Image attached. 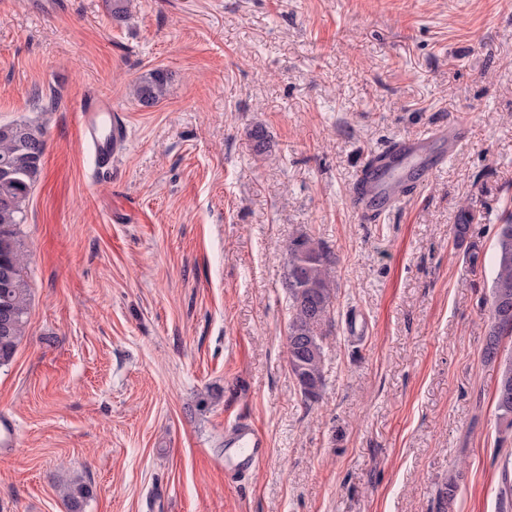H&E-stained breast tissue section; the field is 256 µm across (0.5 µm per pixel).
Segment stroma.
I'll use <instances>...</instances> for the list:
<instances>
[{
    "mask_svg": "<svg viewBox=\"0 0 512 512\" xmlns=\"http://www.w3.org/2000/svg\"><path fill=\"white\" fill-rule=\"evenodd\" d=\"M0 0V124L46 149L20 237L26 334L0 367V512H512V429L483 357L495 226L512 215V0ZM169 76L156 106L132 86ZM127 136L79 144L83 95ZM466 121L446 165L379 219L369 155ZM270 139L257 152L248 131ZM473 226L452 227L462 210ZM336 259L324 386L288 370V242ZM268 457L224 480V426ZM77 114L81 146L91 157L94 173L111 176L112 162L126 137V125L112 108V98L84 95ZM63 493L69 512H83L85 503L92 496L93 490L91 484L76 478L64 486Z\"/></svg>",
    "mask_w": 512,
    "mask_h": 512,
    "instance_id": "1",
    "label": "stroma"
}]
</instances>
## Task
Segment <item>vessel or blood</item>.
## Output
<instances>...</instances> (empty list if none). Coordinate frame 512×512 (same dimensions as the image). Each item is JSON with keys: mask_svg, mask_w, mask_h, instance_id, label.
Instances as JSON below:
<instances>
[{"mask_svg": "<svg viewBox=\"0 0 512 512\" xmlns=\"http://www.w3.org/2000/svg\"><path fill=\"white\" fill-rule=\"evenodd\" d=\"M80 142L89 154L95 172L111 174L112 162L126 137V125L112 106L109 96L99 93L83 96L79 102ZM466 133L465 121L430 130L404 139L372 157L360 170L352 204L368 218L380 217L405 192L397 179H425L435 167L428 156L430 146L447 141L449 152H457ZM269 443L265 433L252 421L238 419L224 430V476L243 481L265 459Z\"/></svg>", "mask_w": 512, "mask_h": 512, "instance_id": "obj_1", "label": "vessel or blood"}]
</instances>
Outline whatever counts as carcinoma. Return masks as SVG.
I'll return each instance as SVG.
<instances>
[{
    "label": "carcinoma",
    "instance_id": "1",
    "mask_svg": "<svg viewBox=\"0 0 512 512\" xmlns=\"http://www.w3.org/2000/svg\"><path fill=\"white\" fill-rule=\"evenodd\" d=\"M168 76L157 69L140 77L133 93L143 107L164 98ZM45 149L41 127L27 122L0 125V365L8 364L26 333L30 288L25 279L19 226L37 181ZM488 329L483 356L498 357L500 338L512 335V220L497 225ZM282 288L288 296V367L301 394L315 399L323 387L319 327L336 297L335 261L315 239L300 234L288 242ZM498 419L512 428V357L505 361L496 391ZM68 512H83L92 496L81 478L63 488Z\"/></svg>",
    "mask_w": 512,
    "mask_h": 512
}]
</instances>
